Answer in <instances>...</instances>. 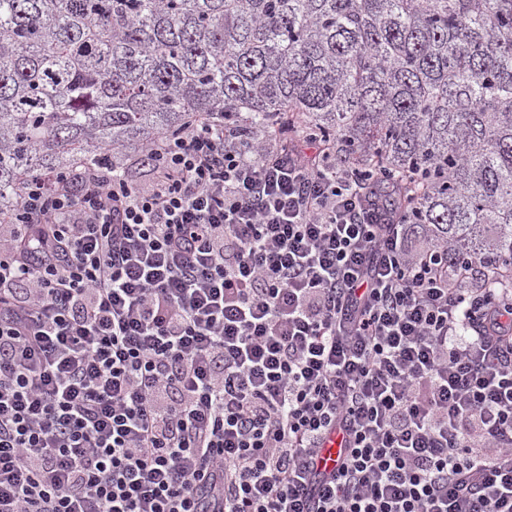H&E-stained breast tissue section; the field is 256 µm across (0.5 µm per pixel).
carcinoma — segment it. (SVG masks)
I'll return each instance as SVG.
<instances>
[{"instance_id":"cac0c4a2","label":"carcinoma","mask_w":512,"mask_h":512,"mask_svg":"<svg viewBox=\"0 0 512 512\" xmlns=\"http://www.w3.org/2000/svg\"><path fill=\"white\" fill-rule=\"evenodd\" d=\"M202 116L323 137L450 255L512 256V0H0V220Z\"/></svg>"}]
</instances>
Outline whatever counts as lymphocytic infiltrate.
Returning <instances> with one entry per match:
<instances>
[{
  "label": "lymphocytic infiltrate",
  "mask_w": 512,
  "mask_h": 512,
  "mask_svg": "<svg viewBox=\"0 0 512 512\" xmlns=\"http://www.w3.org/2000/svg\"><path fill=\"white\" fill-rule=\"evenodd\" d=\"M112 155L0 222V512H512L511 266L316 141Z\"/></svg>",
  "instance_id": "f902f5d3"
}]
</instances>
